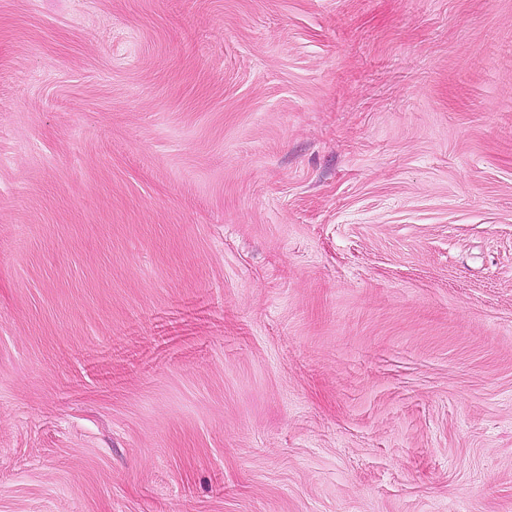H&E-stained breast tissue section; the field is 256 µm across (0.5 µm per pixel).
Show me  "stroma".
Instances as JSON below:
<instances>
[{
	"mask_svg": "<svg viewBox=\"0 0 512 512\" xmlns=\"http://www.w3.org/2000/svg\"><path fill=\"white\" fill-rule=\"evenodd\" d=\"M0 512H512V0H0Z\"/></svg>",
	"mask_w": 512,
	"mask_h": 512,
	"instance_id": "stroma-1",
	"label": "stroma"
}]
</instances>
